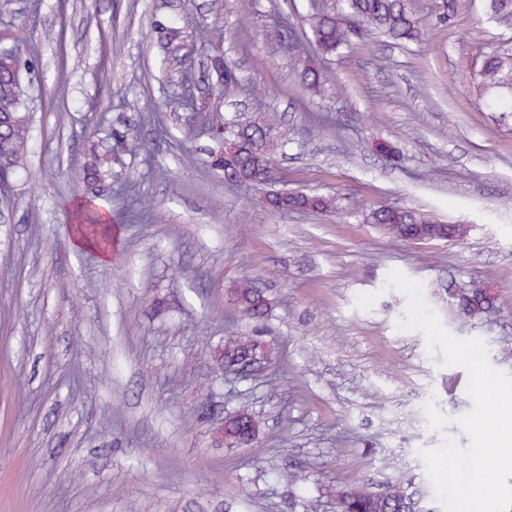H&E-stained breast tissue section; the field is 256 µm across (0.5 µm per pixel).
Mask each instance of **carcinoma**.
<instances>
[{"instance_id": "1", "label": "carcinoma", "mask_w": 512, "mask_h": 512, "mask_svg": "<svg viewBox=\"0 0 512 512\" xmlns=\"http://www.w3.org/2000/svg\"><path fill=\"white\" fill-rule=\"evenodd\" d=\"M315 17L311 34L294 28L284 29L291 36L289 61L297 71L300 84L318 94L329 84L325 72L313 65L308 56V44H313L323 56L333 55L351 45L355 29L338 20L345 15L353 21L367 23L398 43L418 41L422 31L409 0H312ZM485 14L489 21L499 23L512 18V0H485ZM24 40H15L14 47L0 51V174L12 177L23 165L30 152L28 113L21 111L19 70L30 69ZM478 72L480 92L486 96L489 112L504 117L512 112V69L504 57L495 51L480 52ZM213 69L220 86L238 85L235 74L227 68L224 59L213 58ZM205 119L213 130L215 147L211 156L224 169V180L233 182L264 168L271 161L264 148L273 140L270 127L257 121H224L220 110L206 108ZM145 150L143 140L127 130H113L107 145L94 144L84 154L81 171L85 192L76 199L73 210V231L77 240L109 251L114 243L110 211L99 194L98 183L108 156ZM266 205L275 212H325L336 207V200L301 191L274 193L267 197ZM373 222L387 228L403 240H458L463 236L460 224H435L417 214L392 207H383L373 213ZM230 299L247 318L260 322L271 309V300L250 281H241L230 289ZM497 297H490L486 286L470 283L464 287L448 286V304L460 317L472 318L494 308ZM265 353L262 341L256 336H227L221 359L226 365L242 367ZM260 430L259 421L247 409L233 414L224 424V442L246 446L253 442ZM423 493L412 487L396 483L383 492H372L362 487L336 493V512H430L424 506Z\"/></svg>"}]
</instances>
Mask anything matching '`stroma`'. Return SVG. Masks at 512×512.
<instances>
[{"instance_id":"stroma-1","label":"stroma","mask_w":512,"mask_h":512,"mask_svg":"<svg viewBox=\"0 0 512 512\" xmlns=\"http://www.w3.org/2000/svg\"><path fill=\"white\" fill-rule=\"evenodd\" d=\"M425 32L407 46L362 26L351 51L321 60L332 82L302 89L275 38L280 15L310 29L307 0H0V45L38 58L24 84L29 156L0 194V512H303L334 493L414 481L420 457L472 407L468 375L398 327V270L460 339L480 338L512 374V118L476 94L477 52L512 55V26L483 0H411ZM180 20L166 42L153 14ZM221 40L201 43L204 31ZM232 65L225 114L287 133L277 188L336 198L331 212L277 213L265 185L208 164L209 134L185 103L209 97L211 60ZM193 125L185 140L182 130ZM147 144L107 167L121 242L104 261L74 243L80 161L111 127ZM391 144L394 157L376 152ZM135 182L153 209L129 216ZM381 207L461 224L458 241H403L369 222ZM250 279L272 301L256 324L228 290ZM488 282L495 309L448 305L452 284ZM378 293L372 308L358 295ZM261 336L266 375L224 372L225 337ZM453 420L428 428L425 405ZM260 421L246 446L220 442L225 417Z\"/></svg>"}]
</instances>
